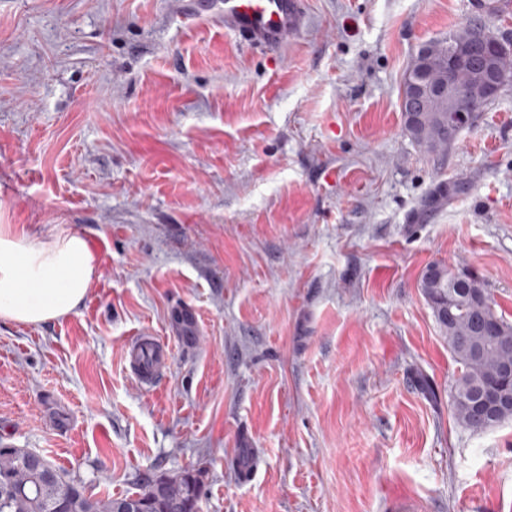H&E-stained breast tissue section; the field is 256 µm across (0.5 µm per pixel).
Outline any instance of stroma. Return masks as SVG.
<instances>
[{
  "instance_id": "obj_1",
  "label": "stroma",
  "mask_w": 512,
  "mask_h": 512,
  "mask_svg": "<svg viewBox=\"0 0 512 512\" xmlns=\"http://www.w3.org/2000/svg\"><path fill=\"white\" fill-rule=\"evenodd\" d=\"M478 9L305 0L269 51L198 0H0V223L100 261L74 314L0 321V443L94 497L199 467L200 512H512V420H456L419 286L473 269L512 322V86L441 161L400 107ZM126 358L138 380L152 385L167 366L169 352L154 336L143 332L127 346Z\"/></svg>"
}]
</instances>
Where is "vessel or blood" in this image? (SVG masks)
<instances>
[{
    "label": "vessel or blood",
    "instance_id": "vessel-or-blood-1",
    "mask_svg": "<svg viewBox=\"0 0 512 512\" xmlns=\"http://www.w3.org/2000/svg\"><path fill=\"white\" fill-rule=\"evenodd\" d=\"M224 15L226 29L238 34L248 45L269 50L282 48L302 28L304 0H216ZM126 358L138 380L153 384L169 361L165 347L141 333L126 349Z\"/></svg>",
    "mask_w": 512,
    "mask_h": 512
}]
</instances>
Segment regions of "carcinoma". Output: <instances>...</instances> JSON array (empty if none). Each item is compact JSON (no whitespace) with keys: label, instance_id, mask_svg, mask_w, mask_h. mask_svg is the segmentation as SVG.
<instances>
[{"label":"carcinoma","instance_id":"1","mask_svg":"<svg viewBox=\"0 0 512 512\" xmlns=\"http://www.w3.org/2000/svg\"><path fill=\"white\" fill-rule=\"evenodd\" d=\"M478 28L469 21L448 37L429 43L432 55L425 58L430 77L439 73L445 47L476 40ZM488 104L480 97H463L458 109L468 116L466 125L453 121L443 105L425 102L416 112H403L404 129L412 142L428 155L444 158L460 132L473 126L478 112ZM420 288L434 317L448 339V347L460 366L452 383L456 419L475 431L512 420V405L491 414L477 406L488 387L512 395V380L502 370L512 365V323L499 315L482 277L466 268L431 264L422 272ZM26 450L0 444V512H130L150 502L147 512H199L203 471L188 468L174 476L157 477L133 494L92 498L84 484L44 462L46 474L34 471L25 461Z\"/></svg>","mask_w":512,"mask_h":512}]
</instances>
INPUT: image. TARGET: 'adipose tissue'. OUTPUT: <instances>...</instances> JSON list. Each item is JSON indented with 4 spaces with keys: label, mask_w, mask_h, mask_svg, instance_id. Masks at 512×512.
Returning a JSON list of instances; mask_svg holds the SVG:
<instances>
[{
    "label": "adipose tissue",
    "mask_w": 512,
    "mask_h": 512,
    "mask_svg": "<svg viewBox=\"0 0 512 512\" xmlns=\"http://www.w3.org/2000/svg\"><path fill=\"white\" fill-rule=\"evenodd\" d=\"M98 257L84 235H42L0 224V321L40 324L74 313L98 278Z\"/></svg>",
    "instance_id": "1"
}]
</instances>
